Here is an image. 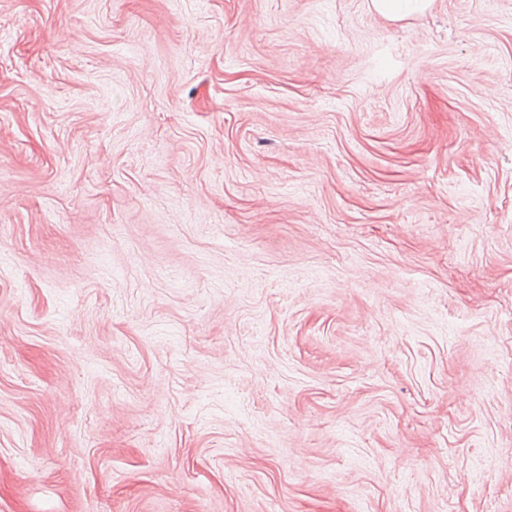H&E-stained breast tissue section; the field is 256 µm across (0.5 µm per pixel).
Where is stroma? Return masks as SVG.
I'll return each instance as SVG.
<instances>
[{"mask_svg": "<svg viewBox=\"0 0 512 512\" xmlns=\"http://www.w3.org/2000/svg\"><path fill=\"white\" fill-rule=\"evenodd\" d=\"M0 512H512V0H0Z\"/></svg>", "mask_w": 512, "mask_h": 512, "instance_id": "stroma-1", "label": "stroma"}]
</instances>
